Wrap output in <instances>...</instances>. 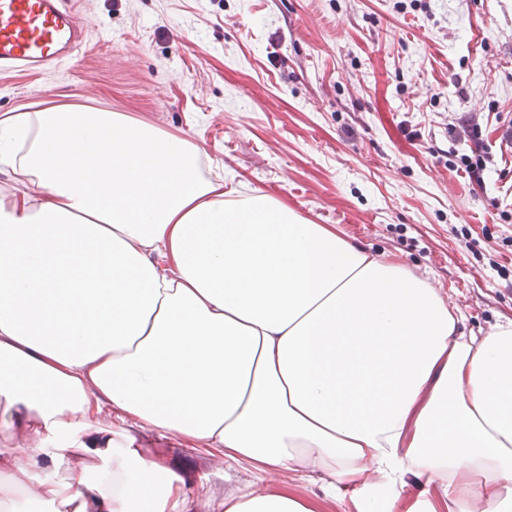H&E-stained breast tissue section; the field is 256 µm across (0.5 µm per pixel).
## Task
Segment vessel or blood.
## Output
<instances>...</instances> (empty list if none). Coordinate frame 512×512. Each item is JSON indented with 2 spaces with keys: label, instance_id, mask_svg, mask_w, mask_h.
Masks as SVG:
<instances>
[{
  "label": "vessel or blood",
  "instance_id": "1",
  "mask_svg": "<svg viewBox=\"0 0 512 512\" xmlns=\"http://www.w3.org/2000/svg\"><path fill=\"white\" fill-rule=\"evenodd\" d=\"M74 0H0V71L40 73L84 41Z\"/></svg>",
  "mask_w": 512,
  "mask_h": 512
}]
</instances>
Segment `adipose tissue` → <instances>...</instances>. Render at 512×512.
Here are the masks:
<instances>
[{"label": "adipose tissue", "mask_w": 512, "mask_h": 512, "mask_svg": "<svg viewBox=\"0 0 512 512\" xmlns=\"http://www.w3.org/2000/svg\"><path fill=\"white\" fill-rule=\"evenodd\" d=\"M0 507L190 512L114 422L214 458L405 474L457 512H512V323L486 336L402 263L264 195L224 194L194 143L120 112L0 116ZM65 482L33 487L44 461ZM212 512H309L213 495Z\"/></svg>", "instance_id": "obj_1"}]
</instances>
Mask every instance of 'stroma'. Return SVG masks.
Returning a JSON list of instances; mask_svg holds the SVG:
<instances>
[{"label":"stroma","instance_id":"35a3bbf8","mask_svg":"<svg viewBox=\"0 0 512 512\" xmlns=\"http://www.w3.org/2000/svg\"><path fill=\"white\" fill-rule=\"evenodd\" d=\"M78 18L89 39L54 71L0 74V113H124L196 144L225 188L405 264L465 335L512 321V0H79ZM137 439L195 512L223 489L358 512L315 473L259 481L166 433ZM375 507L452 504L408 475Z\"/></svg>","mask_w":512,"mask_h":512}]
</instances>
